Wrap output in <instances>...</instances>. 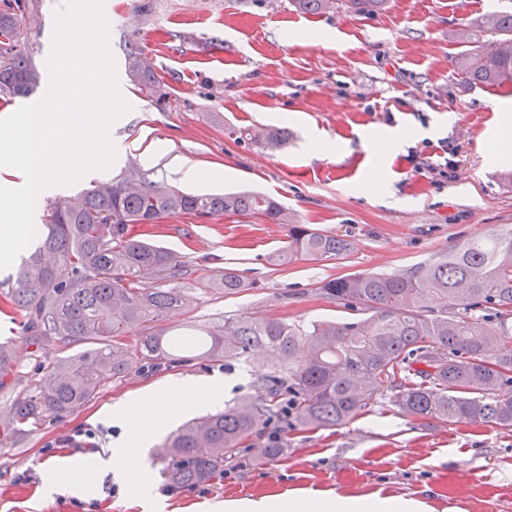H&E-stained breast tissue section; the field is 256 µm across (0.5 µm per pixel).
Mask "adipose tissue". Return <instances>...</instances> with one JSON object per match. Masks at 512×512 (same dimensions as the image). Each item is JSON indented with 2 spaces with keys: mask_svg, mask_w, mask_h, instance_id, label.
<instances>
[{
  "mask_svg": "<svg viewBox=\"0 0 512 512\" xmlns=\"http://www.w3.org/2000/svg\"><path fill=\"white\" fill-rule=\"evenodd\" d=\"M224 402V387L174 377L151 388L113 412L116 420L128 426L112 455L113 471L125 476L135 494L152 499L154 486L141 472V450L175 416L204 406L217 407ZM225 512H428L424 501L373 494L357 496L315 495L304 490L285 497L240 500L224 505Z\"/></svg>",
  "mask_w": 512,
  "mask_h": 512,
  "instance_id": "ef3b65f1",
  "label": "adipose tissue"
}]
</instances>
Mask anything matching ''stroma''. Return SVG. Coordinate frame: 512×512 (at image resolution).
Here are the masks:
<instances>
[{"label": "stroma", "instance_id": "obj_1", "mask_svg": "<svg viewBox=\"0 0 512 512\" xmlns=\"http://www.w3.org/2000/svg\"><path fill=\"white\" fill-rule=\"evenodd\" d=\"M59 0H36L37 21L25 47L45 69ZM105 0L117 68L135 37L154 66L155 98L120 76L132 110L112 126L114 166L63 191L76 198L91 184L132 167L153 171L189 192H262L285 207L291 222L336 233L351 244L331 261L303 257L275 262L287 226L252 216L179 215L149 228V240L181 253L193 273V302L166 321L173 334L227 318H280L295 324L347 321L357 313L323 298L322 282L357 273L408 268L486 232L512 228V187L497 177L498 103L512 85L470 89L455 60L463 44L451 37L466 20L502 0H390L385 11L323 15L295 11L291 0ZM287 128L290 142L271 151L236 131ZM408 131L402 146L386 137ZM326 150L315 155L311 140ZM445 143L447 178L432 173L430 155ZM189 164L202 176L183 179ZM231 267L252 283L236 295L211 287ZM22 316L0 311V340L13 338L17 388L33 385L46 360L22 339ZM257 366L195 359L131 372L103 387L78 410L47 417L31 435L0 449V512H153L127 482L105 474L122 424L107 406L172 376L221 381L225 402L247 393ZM94 431L87 440L86 431ZM277 459L246 449L247 466H225L223 479L171 489L155 449L142 465L162 498L163 512H224L241 498L285 496L297 489L343 494L377 492L425 501L432 512H512V432L470 423L422 425L382 399L350 424L284 428ZM78 476L82 492L41 494L42 462Z\"/></svg>", "mask_w": 512, "mask_h": 512}]
</instances>
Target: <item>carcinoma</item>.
<instances>
[{"label":"carcinoma","mask_w":512,"mask_h":512,"mask_svg":"<svg viewBox=\"0 0 512 512\" xmlns=\"http://www.w3.org/2000/svg\"><path fill=\"white\" fill-rule=\"evenodd\" d=\"M0 9V102L32 93L39 73L21 50L23 19L36 22L34 0H4ZM299 11L359 14L389 0H294ZM451 36L472 48L457 58L462 82L512 84V10L489 11ZM127 74L149 94L161 92L139 43L127 41ZM247 139L271 150L288 145V130L260 128ZM259 216L288 225L280 260L323 261L349 250L347 240L292 224L274 199L254 191L186 193L140 168L101 182L78 198L46 209V234L19 266L6 302L25 314L28 345L49 356L46 372L18 391L0 417V447L14 445L49 415L71 413L108 383L147 364L198 351L211 361L259 364L264 373L224 412L194 419L163 444L160 472L173 487L224 477L243 445L270 427L346 424L387 398L423 424L473 422L512 430V229L454 244L424 262L392 273H361L320 286L327 298L360 312L351 321L307 325L277 318L224 321L201 336H167L158 324L184 312L193 297L181 254L137 239L136 226L174 215ZM213 283L224 295L250 287L226 268ZM142 330L131 345L126 336ZM82 345L84 349L72 351ZM304 347L308 357L295 352ZM17 359L0 344V389Z\"/></svg>","instance_id":"obj_1"}]
</instances>
